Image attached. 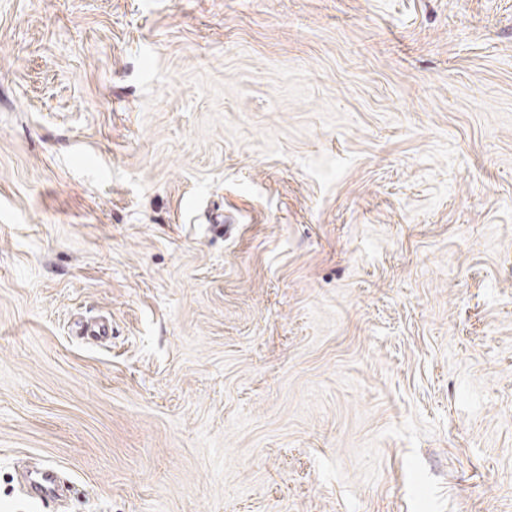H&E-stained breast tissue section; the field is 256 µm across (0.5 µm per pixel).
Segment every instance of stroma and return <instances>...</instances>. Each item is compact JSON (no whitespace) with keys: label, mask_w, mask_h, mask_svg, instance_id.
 <instances>
[{"label":"stroma","mask_w":512,"mask_h":512,"mask_svg":"<svg viewBox=\"0 0 512 512\" xmlns=\"http://www.w3.org/2000/svg\"><path fill=\"white\" fill-rule=\"evenodd\" d=\"M0 512H512V0H0Z\"/></svg>","instance_id":"obj_1"}]
</instances>
